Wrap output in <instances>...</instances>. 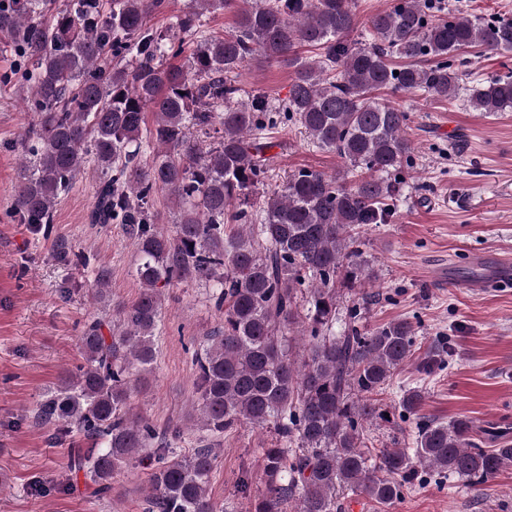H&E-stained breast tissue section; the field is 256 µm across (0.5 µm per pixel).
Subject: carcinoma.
I'll list each match as a JSON object with an SVG mask.
<instances>
[{"label": "carcinoma", "mask_w": 512, "mask_h": 512, "mask_svg": "<svg viewBox=\"0 0 512 512\" xmlns=\"http://www.w3.org/2000/svg\"><path fill=\"white\" fill-rule=\"evenodd\" d=\"M193 3L158 31L148 19L165 0H73L52 14L47 0H0V41L19 58L17 82L34 114L22 134L14 214L49 233L57 200L94 164L90 223L122 225L142 283L134 301L116 305L109 334L102 319L84 323L83 363L44 395L36 419L56 438L82 437L87 447L74 467L99 499L111 496L114 473L151 449L144 512H226L208 492L217 445L246 423L275 433L273 447L262 449L261 486L252 489L247 472L237 483L238 493L255 494V512H342L346 491L392 505L421 468L484 490L512 466V444L501 431L493 436L499 447H480L468 417L420 424L411 448L365 450L359 428L383 417L376 395L414 356L413 323L366 330L353 315L341 333L334 327L340 290L375 281L363 233L390 222L413 164L410 114L376 93L455 98L469 50L512 51V18L436 15L432 0H391L368 18L362 41L351 38L358 0ZM224 9L236 16L234 33L203 34L200 16ZM187 40L188 67L169 62ZM302 48L318 59L301 57ZM252 62L293 69L285 112L360 175L353 185L342 174L301 169L259 192L274 163L265 131L275 118L261 95L241 102L235 76ZM468 102L476 112L512 109V76L478 81ZM196 130H216L219 140L204 151ZM149 143L156 155L144 164ZM159 192L179 209L167 229L151 211ZM54 258L91 265L64 239ZM189 283L212 289L224 321L194 351L204 435L179 456L171 445L181 432L133 413L130 395L156 362L163 290ZM91 299L110 304L104 268ZM423 400L419 387L404 391L402 415L416 414Z\"/></svg>", "instance_id": "1"}]
</instances>
